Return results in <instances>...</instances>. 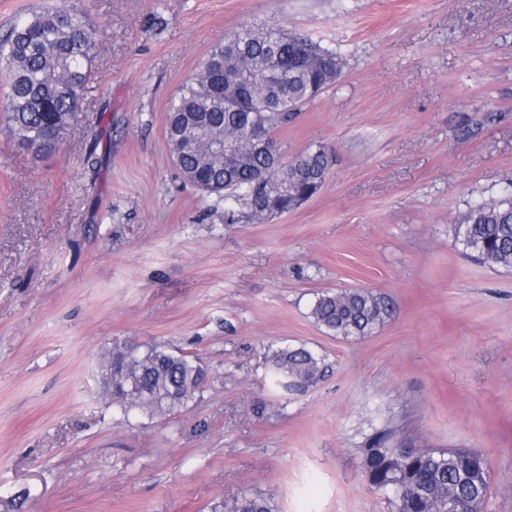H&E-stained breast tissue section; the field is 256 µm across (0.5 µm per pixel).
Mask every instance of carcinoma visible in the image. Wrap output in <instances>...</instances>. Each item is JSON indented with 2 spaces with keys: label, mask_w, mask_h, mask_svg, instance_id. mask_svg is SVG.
<instances>
[{
  "label": "carcinoma",
  "mask_w": 512,
  "mask_h": 512,
  "mask_svg": "<svg viewBox=\"0 0 512 512\" xmlns=\"http://www.w3.org/2000/svg\"><path fill=\"white\" fill-rule=\"evenodd\" d=\"M97 31L77 9L42 8L18 20L0 37V79L6 83L3 116L14 141L37 153L55 150L75 121L82 95L89 90L90 65ZM277 74L274 81H252L231 87L236 75L260 67ZM342 72L337 54L305 38L273 28L245 27L210 50L200 70L171 102L165 126L171 153L177 155L183 179L220 197L230 194L256 220L261 181L279 177L265 153L249 138L248 127L266 135L288 122L305 103L336 82ZM195 118L202 135L219 132L238 144L230 159L211 158L205 142L188 126ZM327 153L309 150L299 156L281 213L310 199L322 186ZM457 239L470 255L492 267L512 269V201L480 203L456 225ZM310 315L336 336H366L392 315L387 299L367 289L349 288L320 294ZM101 387L109 403L128 413L137 410L153 419L167 416L202 393L207 371L189 354L165 344L113 342L99 359ZM323 361L304 345L278 348L268 356L267 377L275 387L305 390L322 376ZM368 483L392 496L397 512H410L397 492L410 485L420 496V512H445L448 492L483 512L488 496V470L471 449H426L414 461L390 454L384 437L363 449ZM211 512H273L262 494H244L215 503Z\"/></svg>",
  "instance_id": "1"
}]
</instances>
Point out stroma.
Here are the masks:
<instances>
[{
	"label": "stroma",
	"mask_w": 512,
	"mask_h": 512,
	"mask_svg": "<svg viewBox=\"0 0 512 512\" xmlns=\"http://www.w3.org/2000/svg\"><path fill=\"white\" fill-rule=\"evenodd\" d=\"M99 31L91 91L58 150L0 119V512H209L243 493L275 512H392L362 450L472 448L485 512H512V272L455 226L512 200V0H0V34L37 6ZM268 26L344 67L272 136L321 147V190L264 220L184 183L165 132L181 85L233 31ZM96 167H89L88 154ZM366 288L393 313L363 337L310 316ZM165 343L209 382L162 419L108 407L100 355ZM324 360L269 386V350Z\"/></svg>",
	"instance_id": "obj_1"
}]
</instances>
